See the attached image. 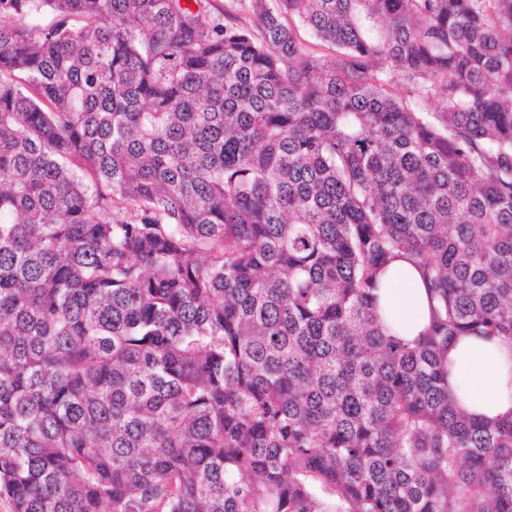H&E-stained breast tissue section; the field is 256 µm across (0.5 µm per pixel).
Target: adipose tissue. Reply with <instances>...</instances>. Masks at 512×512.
<instances>
[{"instance_id": "adipose-tissue-1", "label": "adipose tissue", "mask_w": 512, "mask_h": 512, "mask_svg": "<svg viewBox=\"0 0 512 512\" xmlns=\"http://www.w3.org/2000/svg\"><path fill=\"white\" fill-rule=\"evenodd\" d=\"M381 313L401 336L412 339L429 322L426 290L418 270L408 261L392 262L383 276ZM449 389L471 414L512 417V346L499 341L461 338L448 352Z\"/></svg>"}]
</instances>
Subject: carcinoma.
<instances>
[{
  "label": "carcinoma",
  "instance_id": "carcinoma-1",
  "mask_svg": "<svg viewBox=\"0 0 512 512\" xmlns=\"http://www.w3.org/2000/svg\"><path fill=\"white\" fill-rule=\"evenodd\" d=\"M210 6L0 0V495L512 512V418L448 390L512 344V0ZM213 5L212 11L218 15L223 22L233 21L241 25L249 26L255 34L258 30L255 27L254 18L249 11L246 0H210ZM380 308L385 322L401 336L414 339L429 322L426 290L418 270L405 259L392 262L383 276Z\"/></svg>",
  "mask_w": 512,
  "mask_h": 512
}]
</instances>
